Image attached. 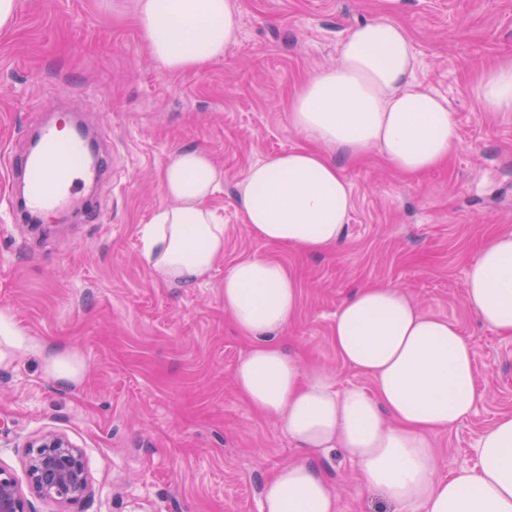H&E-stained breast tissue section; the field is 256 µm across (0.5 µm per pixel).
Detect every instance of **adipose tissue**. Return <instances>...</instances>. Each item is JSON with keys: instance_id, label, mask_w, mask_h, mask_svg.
<instances>
[{"instance_id": "adipose-tissue-1", "label": "adipose tissue", "mask_w": 512, "mask_h": 512, "mask_svg": "<svg viewBox=\"0 0 512 512\" xmlns=\"http://www.w3.org/2000/svg\"><path fill=\"white\" fill-rule=\"evenodd\" d=\"M137 21L153 58L170 73L221 57L240 27L231 0H137ZM417 67L401 26L374 20L352 29L336 66L300 84L290 99L291 122L307 145L253 163L239 182L242 223L267 244L321 254L341 240L352 206L342 162L372 148L406 176L446 162L458 144L456 123L445 99L417 81ZM473 92L483 111L512 112V58L485 70ZM160 179L170 204L144 225L142 256L159 281L190 286L224 252V226L206 205L221 177L205 152L185 148ZM464 302L484 324L512 335V232L482 245ZM297 308L296 279L276 259H242L224 277V309L251 341L235 383L253 408L280 419L297 447L342 449L356 463L361 487L381 492L396 512H512V414L483 432L476 467L438 475L432 434L465 421L480 398L473 346L455 325L424 313L396 285L358 289L338 310L332 340L373 390L340 391L277 340ZM0 335L46 353L56 380L78 379V362L49 354L48 344L7 319H0ZM337 497L305 458L266 484L261 512H336Z\"/></svg>"}]
</instances>
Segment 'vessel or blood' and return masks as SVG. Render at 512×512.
I'll return each instance as SVG.
<instances>
[{
  "label": "vessel or blood",
  "mask_w": 512,
  "mask_h": 512,
  "mask_svg": "<svg viewBox=\"0 0 512 512\" xmlns=\"http://www.w3.org/2000/svg\"><path fill=\"white\" fill-rule=\"evenodd\" d=\"M61 97H54L52 113L43 119L37 132L36 149L0 156V168L22 182L24 191L0 200L12 221L31 215H54L74 209L84 219L97 215V203L86 195L87 184H99L111 167L108 154H100L97 169L83 165L86 143L75 121L61 123Z\"/></svg>",
  "instance_id": "1"
}]
</instances>
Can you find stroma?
Wrapping results in <instances>:
<instances>
[{
    "instance_id": "1",
    "label": "stroma",
    "mask_w": 512,
    "mask_h": 512,
    "mask_svg": "<svg viewBox=\"0 0 512 512\" xmlns=\"http://www.w3.org/2000/svg\"><path fill=\"white\" fill-rule=\"evenodd\" d=\"M136 4L17 0L14 26L0 32V150H24L26 129L61 88L90 129H107L112 161L96 221L74 218L46 235L0 224V315L83 363L78 382L64 383L41 356L8 349L0 466L24 479L27 442L54 430L89 462L92 494L74 512H261L265 484L305 453L235 386L251 342L224 309V277L249 256L295 275L298 311L279 340L340 390L372 388L332 343L337 311L363 285H398L454 324L474 348L481 398L433 443L440 475L475 466L482 432L512 413V336L464 305L480 246L512 232V112L482 111L473 95L480 71L512 56V0H233L236 42L178 73L149 53ZM371 19L404 28L418 81L454 114L457 147L445 166L411 178L367 151L343 166L352 208L336 248L268 245L240 219L238 184L251 164L305 144L289 120L294 87L334 65L347 32ZM184 148L205 150L222 174L209 205L224 254L192 286L157 280L141 259L142 226L169 204L160 172ZM320 463L337 512H394L340 452Z\"/></svg>"
}]
</instances>
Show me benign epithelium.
Listing matches in <instances>:
<instances>
[{"label":"benign epithelium","mask_w":512,"mask_h":512,"mask_svg":"<svg viewBox=\"0 0 512 512\" xmlns=\"http://www.w3.org/2000/svg\"><path fill=\"white\" fill-rule=\"evenodd\" d=\"M26 484L0 466V512H30L28 494L60 506L85 500L90 491L88 459L65 436L46 431L27 444Z\"/></svg>","instance_id":"benign-epithelium-1"}]
</instances>
